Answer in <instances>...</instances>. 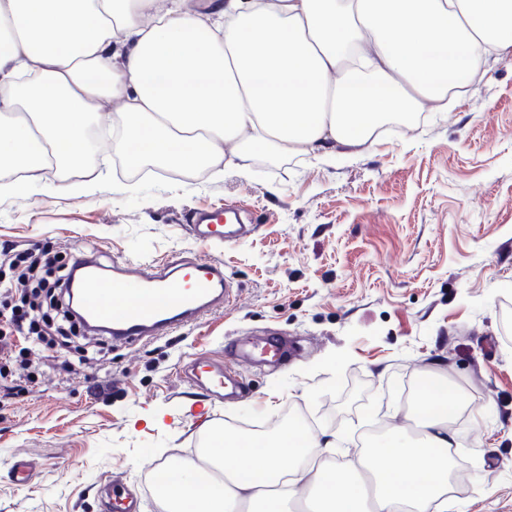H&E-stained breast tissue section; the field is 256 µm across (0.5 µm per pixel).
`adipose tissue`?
I'll return each mask as SVG.
<instances>
[{"label":"adipose tissue","instance_id":"adipose-tissue-1","mask_svg":"<svg viewBox=\"0 0 512 512\" xmlns=\"http://www.w3.org/2000/svg\"><path fill=\"white\" fill-rule=\"evenodd\" d=\"M512 55V0H0V190L25 193L88 149L113 104L112 141L132 160L235 167L271 149L317 159L363 147L401 104L447 111ZM419 439L375 446L371 481L311 469L312 436L224 433L217 472L176 463L169 512H288L307 483L326 512H448V379L419 387Z\"/></svg>","mask_w":512,"mask_h":512}]
</instances>
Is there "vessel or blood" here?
<instances>
[{
  "label": "vessel or blood",
  "instance_id": "1",
  "mask_svg": "<svg viewBox=\"0 0 512 512\" xmlns=\"http://www.w3.org/2000/svg\"><path fill=\"white\" fill-rule=\"evenodd\" d=\"M234 213L231 205L197 213L193 233L198 242L205 246L230 240L224 225ZM75 260L70 293L81 321L108 328L119 342L176 331L228 303L234 293L223 266L208 259L154 263L129 257L109 270L83 252ZM198 377L218 394L228 369L225 362L206 361Z\"/></svg>",
  "mask_w": 512,
  "mask_h": 512
}]
</instances>
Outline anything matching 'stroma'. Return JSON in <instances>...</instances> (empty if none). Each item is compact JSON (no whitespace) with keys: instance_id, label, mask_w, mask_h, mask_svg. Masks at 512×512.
<instances>
[{"instance_id":"obj_1","label":"stroma","mask_w":512,"mask_h":512,"mask_svg":"<svg viewBox=\"0 0 512 512\" xmlns=\"http://www.w3.org/2000/svg\"><path fill=\"white\" fill-rule=\"evenodd\" d=\"M246 175L228 170L112 168L100 154L47 174L29 194L0 193V252L39 250L65 262L86 251L103 265L207 258L223 264L235 301L168 336L130 343L86 332L53 343L37 386L0 377V512H110L123 485L160 512L153 462L202 454L212 423L271 424L291 410L318 440L320 464L356 463L387 434L412 435L421 380H453L466 402L452 424L451 492L460 512H512V55L448 112L385 132L333 161L281 155ZM91 181L78 197L60 181ZM231 204L248 231L202 247L196 211ZM283 338L287 359L261 364L237 349ZM90 363H80V356ZM231 359L241 382L224 402L187 369ZM26 457L33 482L18 486Z\"/></svg>"}]
</instances>
